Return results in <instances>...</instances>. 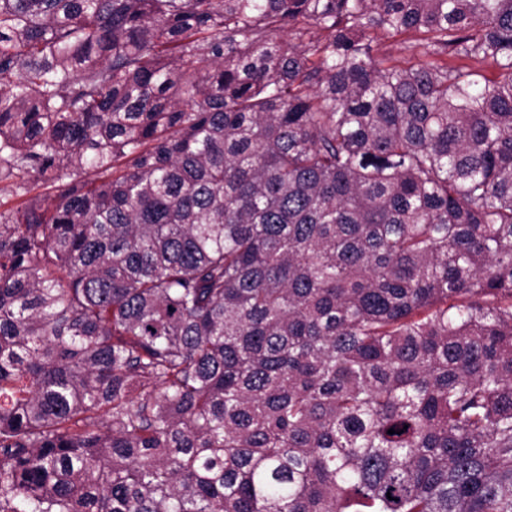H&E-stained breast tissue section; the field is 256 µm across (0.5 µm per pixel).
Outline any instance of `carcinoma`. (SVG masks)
I'll list each match as a JSON object with an SVG mask.
<instances>
[{"label":"carcinoma","mask_w":512,"mask_h":512,"mask_svg":"<svg viewBox=\"0 0 512 512\" xmlns=\"http://www.w3.org/2000/svg\"><path fill=\"white\" fill-rule=\"evenodd\" d=\"M13 178L6 512H512V0H0ZM415 40L411 36H403L396 39H382L378 43V55L390 59L393 62L410 58L415 52L413 45Z\"/></svg>","instance_id":"obj_1"}]
</instances>
